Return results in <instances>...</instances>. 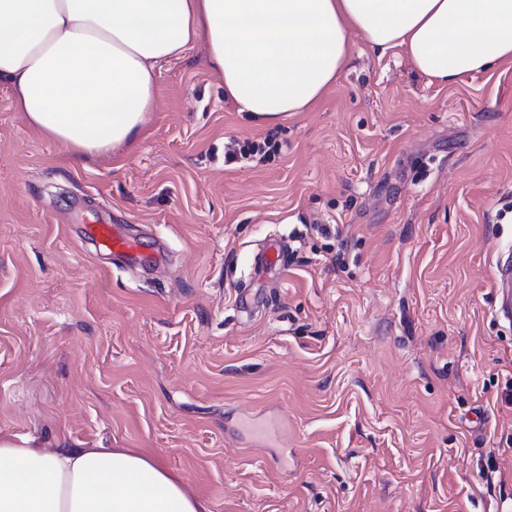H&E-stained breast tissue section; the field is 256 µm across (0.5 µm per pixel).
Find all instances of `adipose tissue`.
Listing matches in <instances>:
<instances>
[{"instance_id": "adipose-tissue-1", "label": "adipose tissue", "mask_w": 512, "mask_h": 512, "mask_svg": "<svg viewBox=\"0 0 512 512\" xmlns=\"http://www.w3.org/2000/svg\"><path fill=\"white\" fill-rule=\"evenodd\" d=\"M443 85L512 61V0H0V81L74 162L135 141L159 63L203 41L238 112L274 129L335 86L352 35ZM0 512H211L129 448L0 437Z\"/></svg>"}]
</instances>
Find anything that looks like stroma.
<instances>
[{
	"mask_svg": "<svg viewBox=\"0 0 512 512\" xmlns=\"http://www.w3.org/2000/svg\"><path fill=\"white\" fill-rule=\"evenodd\" d=\"M158 84L83 166L0 83V435L140 451L213 512H512V62L447 86L353 37L251 163L203 44ZM271 235L283 278L253 270ZM280 145L276 140V135L272 132L266 134L262 140H243L237 141L225 150V163H239L248 161L259 156V160L269 159L271 156L279 153ZM88 230L99 250L114 257H128L137 249L136 240L122 235L111 224H91ZM493 288H495L498 306L496 315L512 320V265L497 263L492 275Z\"/></svg>",
	"mask_w": 512,
	"mask_h": 512,
	"instance_id": "obj_1",
	"label": "stroma"
}]
</instances>
